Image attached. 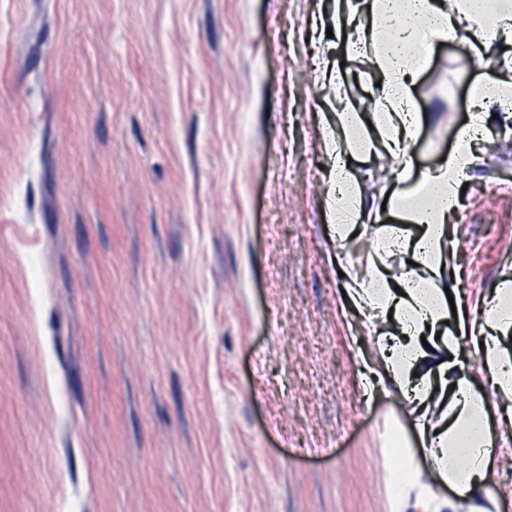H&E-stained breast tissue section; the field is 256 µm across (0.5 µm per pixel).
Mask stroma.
<instances>
[{"label":"stroma","mask_w":512,"mask_h":512,"mask_svg":"<svg viewBox=\"0 0 512 512\" xmlns=\"http://www.w3.org/2000/svg\"><path fill=\"white\" fill-rule=\"evenodd\" d=\"M334 0H0V512H423L396 489L401 398L329 220L336 114L374 42ZM413 177L451 150L512 42L426 45ZM351 169L380 224L395 183ZM481 318L512 279V157L455 219ZM344 258H337V250Z\"/></svg>","instance_id":"1"}]
</instances>
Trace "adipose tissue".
I'll return each instance as SVG.
<instances>
[{
    "instance_id": "obj_1",
    "label": "adipose tissue",
    "mask_w": 512,
    "mask_h": 512,
    "mask_svg": "<svg viewBox=\"0 0 512 512\" xmlns=\"http://www.w3.org/2000/svg\"><path fill=\"white\" fill-rule=\"evenodd\" d=\"M372 18L371 31L354 30L350 45L366 36L377 39L374 56L379 83L371 87L373 111L349 106L338 121L342 136L332 145L329 180L333 189L332 222L338 241H346L361 222L365 202L360 183L347 166L356 155L398 158L399 188L387 205L419 226L416 238L402 236L397 225L376 231L377 257L350 276L347 301L360 318L365 335L375 337L379 360L365 365L366 392L390 389L405 401L415 432L434 469V478L454 491L453 497H432L429 512H495L488 491L491 462L511 442L493 436L487 420L493 398L512 400V280L498 283L483 310V327L473 332L460 320L448 333L447 295L458 292L463 269L448 228L459 211L461 188L469 182L480 146L494 126L512 125V114L492 117L493 104L512 98V76L481 83L472 91L473 112L456 137L454 149L417 181H410L420 115L412 111V87L418 74L413 51L428 39L458 32L477 40L512 31V0H359ZM407 250L412 263L392 274L382 259ZM479 337L484 346L471 361L466 343ZM446 356L436 360L434 349Z\"/></svg>"
}]
</instances>
